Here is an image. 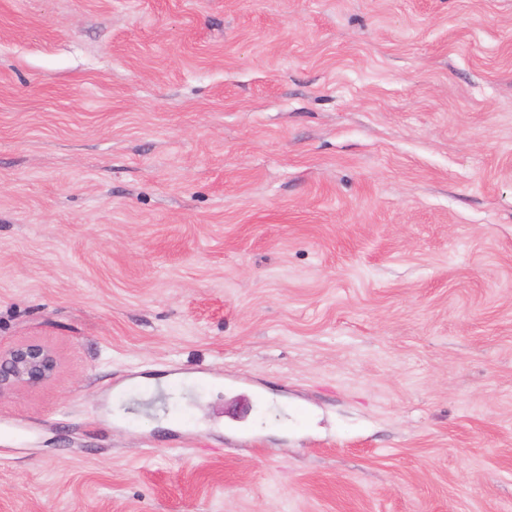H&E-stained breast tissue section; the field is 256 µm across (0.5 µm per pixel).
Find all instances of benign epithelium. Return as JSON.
<instances>
[{
  "label": "benign epithelium",
  "instance_id": "1",
  "mask_svg": "<svg viewBox=\"0 0 512 512\" xmlns=\"http://www.w3.org/2000/svg\"><path fill=\"white\" fill-rule=\"evenodd\" d=\"M58 369L56 353L37 342L0 348V394L49 382Z\"/></svg>",
  "mask_w": 512,
  "mask_h": 512
}]
</instances>
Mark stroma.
I'll return each mask as SVG.
<instances>
[{"mask_svg": "<svg viewBox=\"0 0 512 512\" xmlns=\"http://www.w3.org/2000/svg\"><path fill=\"white\" fill-rule=\"evenodd\" d=\"M0 512H512V0H0ZM58 369L56 353L37 342L0 348V394L49 382Z\"/></svg>", "mask_w": 512, "mask_h": 512, "instance_id": "stroma-1", "label": "stroma"}]
</instances>
